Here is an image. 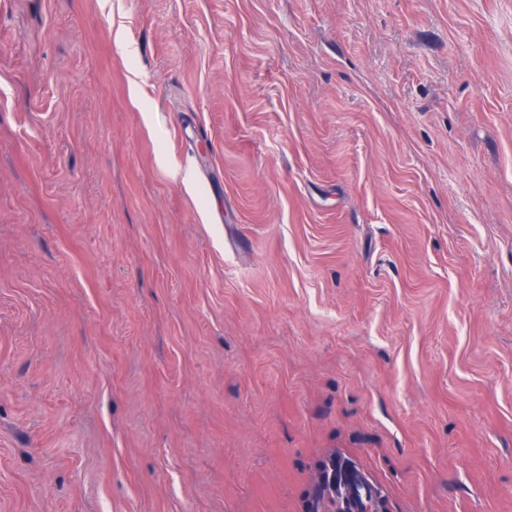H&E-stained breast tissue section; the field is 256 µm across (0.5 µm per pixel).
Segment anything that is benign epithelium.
Returning <instances> with one entry per match:
<instances>
[{"label": "benign epithelium", "mask_w": 512, "mask_h": 512, "mask_svg": "<svg viewBox=\"0 0 512 512\" xmlns=\"http://www.w3.org/2000/svg\"><path fill=\"white\" fill-rule=\"evenodd\" d=\"M321 492L311 512H390L382 489L350 462L334 456L322 467Z\"/></svg>", "instance_id": "obj_1"}]
</instances>
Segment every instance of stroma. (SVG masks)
I'll return each instance as SVG.
<instances>
[{
    "instance_id": "1",
    "label": "stroma",
    "mask_w": 512,
    "mask_h": 512,
    "mask_svg": "<svg viewBox=\"0 0 512 512\" xmlns=\"http://www.w3.org/2000/svg\"><path fill=\"white\" fill-rule=\"evenodd\" d=\"M335 455L512 512V0H0V512Z\"/></svg>"
}]
</instances>
